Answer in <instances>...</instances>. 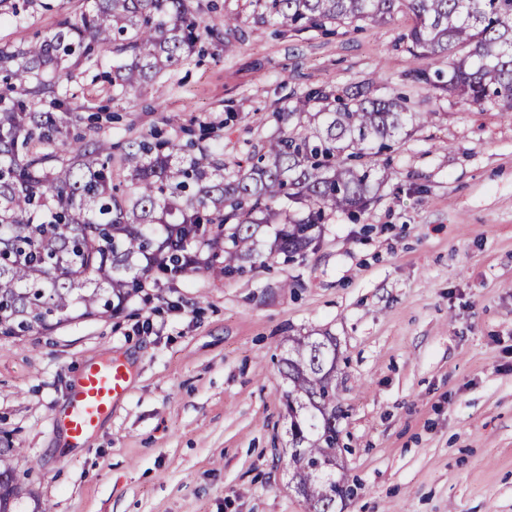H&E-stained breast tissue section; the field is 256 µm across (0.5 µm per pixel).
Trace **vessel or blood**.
<instances>
[{
  "label": "vessel or blood",
  "instance_id": "vessel-or-blood-1",
  "mask_svg": "<svg viewBox=\"0 0 512 512\" xmlns=\"http://www.w3.org/2000/svg\"><path fill=\"white\" fill-rule=\"evenodd\" d=\"M127 371L123 364L86 363L56 415L71 447H81L101 421L111 414L114 401L126 390Z\"/></svg>",
  "mask_w": 512,
  "mask_h": 512
}]
</instances>
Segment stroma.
<instances>
[{
	"label": "stroma",
	"instance_id": "obj_1",
	"mask_svg": "<svg viewBox=\"0 0 512 512\" xmlns=\"http://www.w3.org/2000/svg\"><path fill=\"white\" fill-rule=\"evenodd\" d=\"M0 43L42 39L83 0H13ZM412 20L333 31L247 19L245 37L198 43L171 76L107 95L78 73L94 125L121 141L151 130L215 135L226 159L276 135L296 93L363 84L427 123L377 157L363 210L333 214L303 257L227 277L155 272L109 319L0 335V439L51 512H308L290 482L279 360L292 338H336L338 423L354 498L336 512H512V116L471 108L416 72ZM125 363L126 394L82 447L55 415L85 361Z\"/></svg>",
	"mask_w": 512,
	"mask_h": 512
}]
</instances>
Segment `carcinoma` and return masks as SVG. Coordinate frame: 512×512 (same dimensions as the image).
<instances>
[{
	"label": "carcinoma",
	"mask_w": 512,
	"mask_h": 512,
	"mask_svg": "<svg viewBox=\"0 0 512 512\" xmlns=\"http://www.w3.org/2000/svg\"><path fill=\"white\" fill-rule=\"evenodd\" d=\"M254 18L292 30L383 24L412 16L404 35L417 58H448V94L512 112V0H251ZM194 0H93L55 33L0 45V334L22 336L84 318H109L160 270L193 278L224 274L258 255L302 256L326 214L361 209L375 184L373 158L425 113L366 87L336 97L311 87L286 112L280 132L248 164L224 159L204 138L184 144L149 132L109 143L74 132L89 106L70 84L73 68L112 61V98L179 64L204 37ZM16 79L19 85L9 83ZM317 112L305 111L310 102ZM287 199L297 212L282 207ZM288 382L292 482L309 512H334L354 494L335 475L338 422L336 338L299 336L281 358ZM0 448V512H16L24 480Z\"/></svg>",
	"instance_id": "carcinoma-1"
}]
</instances>
